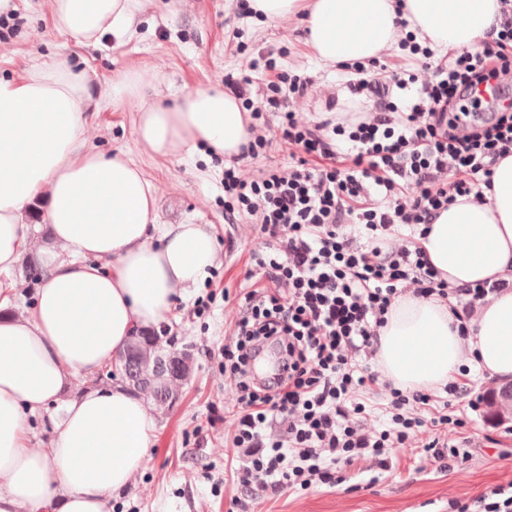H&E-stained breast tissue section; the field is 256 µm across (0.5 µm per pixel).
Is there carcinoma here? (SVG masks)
Listing matches in <instances>:
<instances>
[{
	"instance_id": "cac0c4a2",
	"label": "carcinoma",
	"mask_w": 512,
	"mask_h": 512,
	"mask_svg": "<svg viewBox=\"0 0 512 512\" xmlns=\"http://www.w3.org/2000/svg\"><path fill=\"white\" fill-rule=\"evenodd\" d=\"M184 363L181 353L172 349V339L155 330L137 331L115 360L98 373L94 384L118 380L133 395L146 394L160 410L175 403L173 384L182 378ZM512 415V386L493 395L489 415L495 419Z\"/></svg>"
}]
</instances>
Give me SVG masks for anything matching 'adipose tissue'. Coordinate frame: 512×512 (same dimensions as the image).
Here are the masks:
<instances>
[{
  "mask_svg": "<svg viewBox=\"0 0 512 512\" xmlns=\"http://www.w3.org/2000/svg\"><path fill=\"white\" fill-rule=\"evenodd\" d=\"M56 30L82 45L105 31L123 37L135 0H50ZM269 21L305 12L316 59L379 58L401 36L399 18L441 52L478 44L498 20L497 0H251ZM112 105L139 102L141 149L158 157L198 146L230 158L249 141V118L232 94L194 89L174 106L146 101L137 72L112 77ZM86 80L65 59L35 58L0 79V291L29 244L25 213L46 203L43 283L29 314L0 316V512H111L152 446L155 421L122 386L75 395L72 378L95 376L131 335L158 325L199 287L216 260L207 224H161L156 190L125 153L87 149ZM486 204L441 212L421 244L449 286L512 279V156L495 168ZM449 306L396 302L380 330L377 362L405 389L445 384L465 358L512 380V292L490 297L461 339ZM60 413L49 414L51 403ZM48 414L53 436L31 447L30 417Z\"/></svg>",
  "mask_w": 512,
  "mask_h": 512,
  "instance_id": "obj_1",
  "label": "adipose tissue"
}]
</instances>
